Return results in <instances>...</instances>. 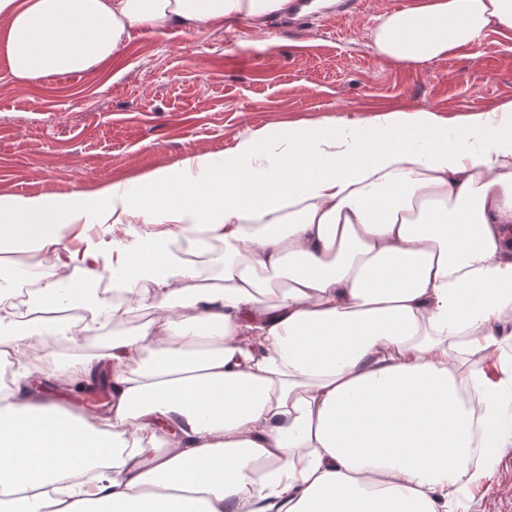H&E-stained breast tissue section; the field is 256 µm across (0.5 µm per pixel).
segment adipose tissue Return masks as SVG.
Wrapping results in <instances>:
<instances>
[{
    "instance_id": "adipose-tissue-1",
    "label": "adipose tissue",
    "mask_w": 512,
    "mask_h": 512,
    "mask_svg": "<svg viewBox=\"0 0 512 512\" xmlns=\"http://www.w3.org/2000/svg\"><path fill=\"white\" fill-rule=\"evenodd\" d=\"M290 7L0 0V54L31 82L98 69L136 31L260 27ZM502 29L512 0H416L369 36L423 64ZM471 136L478 150L462 148ZM126 224L150 230L107 255L60 246ZM176 227L223 240L211 282L176 252ZM29 252L55 277L24 311L0 294V360L121 321L126 305L87 290L104 269L154 317L52 367L62 387L104 375L105 415H71L24 371L0 382V512H449L461 477L492 476L512 447V390L488 373L512 342L511 120L470 115L453 140L427 109L291 123L134 190L0 195V279ZM66 295L79 324L55 317Z\"/></svg>"
}]
</instances>
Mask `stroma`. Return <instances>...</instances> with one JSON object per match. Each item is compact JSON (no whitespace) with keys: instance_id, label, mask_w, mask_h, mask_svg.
Returning <instances> with one entry per match:
<instances>
[{"instance_id":"obj_1","label":"stroma","mask_w":512,"mask_h":512,"mask_svg":"<svg viewBox=\"0 0 512 512\" xmlns=\"http://www.w3.org/2000/svg\"><path fill=\"white\" fill-rule=\"evenodd\" d=\"M413 3L362 0L310 30L238 20L204 33L135 32L95 71L27 85L0 55V193L122 182L196 153L223 155L237 137L288 122L423 108L454 125L471 111L512 103V31L422 65L374 53V17ZM486 65L492 81L476 84ZM149 317L138 308L113 331L38 347L59 362L94 355L112 332L136 333ZM459 499L465 512H512V452L492 477L466 482Z\"/></svg>"}]
</instances>
